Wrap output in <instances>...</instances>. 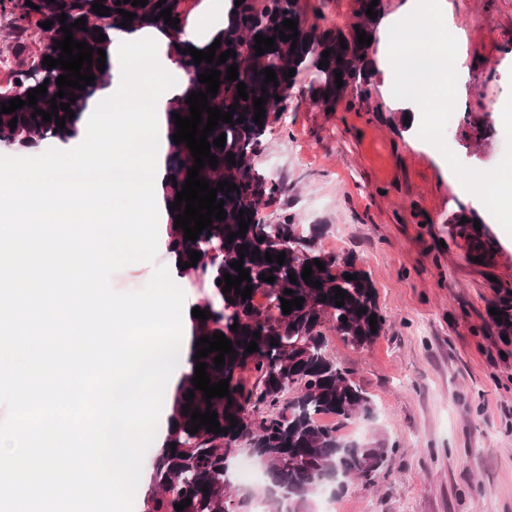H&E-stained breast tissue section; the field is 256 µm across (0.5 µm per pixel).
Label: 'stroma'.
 <instances>
[{"mask_svg": "<svg viewBox=\"0 0 512 512\" xmlns=\"http://www.w3.org/2000/svg\"><path fill=\"white\" fill-rule=\"evenodd\" d=\"M467 54L445 140L460 162L487 171L507 142L486 107L512 108V0H447ZM0 0V37L26 64L31 44L46 45L36 24L18 25ZM393 74L377 67L372 95L327 113L295 98L261 146L294 186L287 203L263 208L278 218L321 224L319 244L354 254L377 290L385 330L354 349L330 336L329 355L372 398L371 416L347 421V442L387 448L373 483L350 480L344 492H319L315 512H512V355L500 354L486 308L512 288V236L476 195L452 191L445 158L418 136L419 112L389 97ZM475 213L484 258L447 222ZM168 225L158 227L154 264L115 272L119 292L142 289L155 265L173 267Z\"/></svg>", "mask_w": 512, "mask_h": 512, "instance_id": "stroma-1", "label": "stroma"}]
</instances>
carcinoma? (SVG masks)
<instances>
[{
    "instance_id": "cac0c4a2",
    "label": "carcinoma",
    "mask_w": 512,
    "mask_h": 512,
    "mask_svg": "<svg viewBox=\"0 0 512 512\" xmlns=\"http://www.w3.org/2000/svg\"><path fill=\"white\" fill-rule=\"evenodd\" d=\"M37 5L33 9L26 2ZM99 2L110 9V15L100 16L93 12V2ZM116 0H11L13 11L24 22L37 24L50 20L54 39L63 40L58 16L66 14V24H72L83 17L85 29H72L73 38L85 41L94 49H107V42L97 41L98 28L105 34L120 25L123 16L117 13L121 8L136 14L134 21L161 30L175 32L171 44H181V30L165 23L160 12L171 8V18H178L189 12L187 0H166L157 6L159 0H148L145 6H132V3L115 5ZM230 6L224 15V27L220 28L210 41L199 46L209 50L216 39L221 45L216 54L232 49L236 57L226 62H201L195 64L193 57L183 50L175 51L181 58V66L191 71L193 91L206 90L199 83L198 75L214 68L221 72L220 87L216 97L208 98V105L224 109V101L236 104L232 123L218 122L217 129L208 135L211 142L226 133V144L222 148L210 145V153L218 158V167L204 165L199 177L209 181L210 186L228 180L237 186L231 192L217 191L216 200H223L227 213L222 221L213 220L212 226L200 233L199 239L184 240V231L172 229L169 247L175 256V263L189 261L188 251L201 253L200 260L192 268L197 277L208 282L212 288L210 298L200 305V309L210 312L205 320H198L199 334L213 335L219 331L233 341L235 355H225L224 367L215 370L212 352L204 359H195L196 350H191L190 372L178 386L174 397L172 414L169 418L168 438L165 450L155 459L152 472V486L143 499V512H176L174 504L191 498V505L182 512H253L252 497L238 493L231 484L226 468L229 454L235 445L244 440L249 444V455L263 468L267 478L268 512H306L311 498L330 480L339 477L344 481L358 478L364 472L363 464L369 463L371 473H376L384 464L387 449L369 445L342 442L338 432L342 425L357 415H369L372 400L366 390L327 354L328 337L331 333L356 349L371 346L385 329L386 319L380 313L376 300V289L368 272L359 268L357 259L348 253L325 252L318 247L323 234L319 224H297L294 217L283 214L276 224L267 222L261 214V207L277 202L292 190L287 177L274 176L258 167L261 154V138L265 134L271 117L287 112V103L295 94L307 95L324 109L336 111L337 102L346 95L361 100L371 95V79L375 73L373 46H360L357 30L375 38L373 19L366 14L372 0H354L353 15L356 20L342 26L329 17L334 0H243ZM313 15L314 21L308 20ZM285 19L298 22L297 47L291 48L292 41L279 38L275 27L282 26ZM275 38V50L256 55L255 35ZM345 39L347 48L340 46ZM333 49L328 56V67H319L322 53ZM342 62H337V59ZM238 66V79L226 80L227 67ZM275 71L279 86L263 84L262 70ZM295 69V76L285 78L284 73ZM342 71L343 86L337 87L335 71ZM305 73L310 81L298 84L297 76ZM66 74L61 67L47 69L39 65L17 75L20 84L12 86L8 93H0V104L18 97L27 100V92L47 84V94L38 98L37 107L50 110L49 100L67 103L69 97H55L58 92L56 79ZM245 83L248 100H235L238 96L236 85ZM266 96V113L263 124L254 121L253 98ZM281 100H276V97ZM35 107V108H37ZM35 108L27 105L11 114H0V139L28 145L45 136L71 138L77 134L79 117L65 120V128H56V118L46 123ZM245 117L241 123L239 117ZM17 118L16 128L8 122ZM168 173L164 186L167 203L175 201L176 193L182 190L188 168L195 160L186 143L173 145ZM235 155V165L226 162V154ZM248 211L251 222L245 236L227 243L230 232H238L239 211ZM263 242H258V239ZM247 245L244 254H238L241 245ZM259 250V256L252 252ZM286 253L285 263H269L265 253ZM243 259V268L249 271L251 281H242L240 288L253 285L251 297L242 299L231 291L222 292L217 281L228 273L239 275L230 263ZM323 263L321 271L314 260ZM311 265V281L321 282V286L310 287L302 278L304 266ZM295 274L297 283H291L289 274ZM357 276L347 280L344 274ZM275 276L272 283L264 282L260 275ZM346 291L344 305L336 306L335 288ZM289 289L292 294L284 293ZM498 300L493 304L501 315L489 319L493 322L497 338L505 346L512 345V294L509 289L497 290ZM304 298L302 308L292 312H282L281 299ZM364 313L357 314L358 309ZM376 315L377 331L371 332L369 318ZM347 321H341V317ZM239 324L232 331L233 324ZM260 332L259 338L253 333ZM508 339H502V336ZM276 345H271V339ZM256 341L258 351L245 353L246 345ZM208 363L210 383L222 379L229 380L230 397L211 399V410L217 412L220 428L228 433L215 434L201 427L194 435L187 432L193 428L191 416L184 415L183 408L189 411H206L203 392L195 390L193 401L184 400L188 390H194L192 378L195 366ZM330 415L335 423L325 424L319 416ZM238 420L231 426L230 418ZM176 450H171V444ZM207 491H202V488Z\"/></svg>"
}]
</instances>
